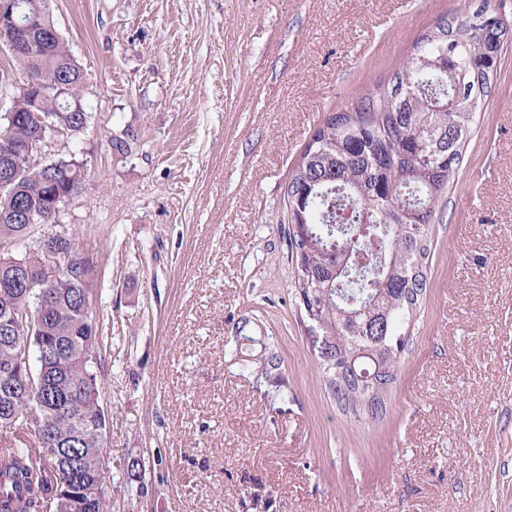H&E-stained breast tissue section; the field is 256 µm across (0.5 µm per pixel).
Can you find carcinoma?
I'll use <instances>...</instances> for the list:
<instances>
[{
  "label": "carcinoma",
  "instance_id": "cac0c4a2",
  "mask_svg": "<svg viewBox=\"0 0 512 512\" xmlns=\"http://www.w3.org/2000/svg\"><path fill=\"white\" fill-rule=\"evenodd\" d=\"M477 25L440 20L418 38L389 83L360 96L353 107L329 117L306 146L286 189V237L294 266V288L310 321L311 343L322 377L336 402L355 417L376 419L402 359L403 322L420 307L426 290L429 228L441 197L454 181L462 151L473 132L482 96L498 74L503 43L498 14L484 6ZM21 82L36 83L15 100L17 120L0 125L6 143H41L47 131L37 115L61 112L65 134L83 133L92 119L82 100L84 72L60 39L13 53ZM69 93L58 98L52 88ZM18 179L0 188V322L44 306L38 329L10 333L0 325V371L15 378L0 384V430L32 432V444L0 448V512H107L105 501L88 502L81 490L97 482L99 440L90 421L98 413L101 382L85 360L100 350L102 337L90 316L94 267L67 232L69 255L50 256L31 240L32 225L54 222L49 206L75 197L86 171L66 160L50 170L17 154L10 161ZM350 208L370 225L381 251L373 267L358 275H335L339 253L364 247L361 237L337 224ZM16 259L31 271L35 288L17 286ZM56 348L45 375L42 404L24 405L31 392L26 372L15 369V345ZM360 352L369 372H382L381 386H359L345 368Z\"/></svg>",
  "mask_w": 512,
  "mask_h": 512
}]
</instances>
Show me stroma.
Masks as SVG:
<instances>
[{"mask_svg": "<svg viewBox=\"0 0 512 512\" xmlns=\"http://www.w3.org/2000/svg\"><path fill=\"white\" fill-rule=\"evenodd\" d=\"M486 3L512 23V0H49L92 115L51 152L87 168L61 223L98 270L109 512H512V37L381 418L317 370L285 234L325 119Z\"/></svg>", "mask_w": 512, "mask_h": 512, "instance_id": "1", "label": "stroma"}]
</instances>
